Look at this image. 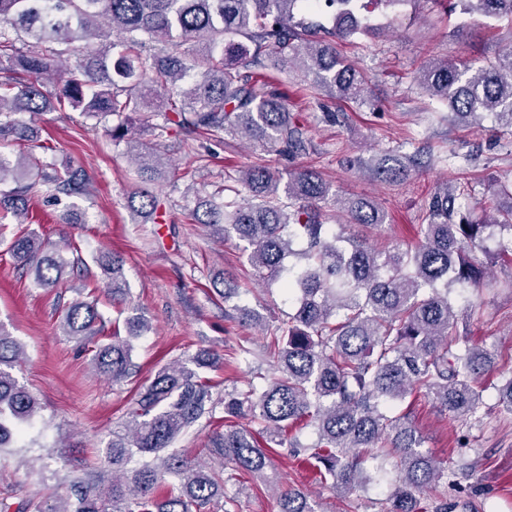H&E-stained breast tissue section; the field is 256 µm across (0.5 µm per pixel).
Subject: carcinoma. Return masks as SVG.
Segmentation results:
<instances>
[{
  "mask_svg": "<svg viewBox=\"0 0 512 512\" xmlns=\"http://www.w3.org/2000/svg\"><path fill=\"white\" fill-rule=\"evenodd\" d=\"M354 0H0V23L22 37L18 47L0 40V142L38 141L21 113L80 111L116 119L114 140L128 139V161L138 178L152 183L162 172L165 153L137 140L141 126L174 134L193 151L201 137L242 134L281 156L303 155L309 138L286 108L275 87L257 80L268 66L286 69L298 60L316 87H328L348 100H362L367 81L337 51L336 45L372 31L370 18L351 8ZM487 17L512 19V0H455L450 8ZM303 10L328 13L332 25L306 21ZM99 37L72 65L64 64L70 46ZM55 77L53 89L47 79ZM417 82L431 98L448 102L451 114L480 122L489 117L512 133V49L470 72L466 65L434 59ZM415 158L378 166L384 180H406ZM239 181L252 199L224 200L220 193L198 198L195 220L224 239L246 243V262L260 281L281 283L294 304L288 322H263L260 313L242 309L241 321L263 325L262 353L272 375L261 385L214 395L209 381L186 365L161 369L140 391L136 407L112 431L105 458L112 481L80 479L70 484L66 507H50L42 497L25 498L16 512H211L227 495L214 470L173 451L178 436L218 408L228 425L211 452L236 471L265 478L273 449L266 438L289 447L314 465L325 485L347 497L384 482L385 464L396 476L388 483L382 512H448V474L423 448L408 414L397 411L416 392L437 402L462 422L482 403L478 377L490 366L488 349L473 348L457 335L459 318L452 294L478 287L486 268L476 252L512 255V186L497 214L477 216L459 202L460 193L443 185L428 202V223L412 250L397 245L370 246L360 237L344 238L327 223L322 203L330 187L312 168L282 178L268 166L242 171ZM42 187L58 197L88 193L85 173L68 164L44 163L33 153L0 152V219L22 224L30 194ZM137 211L164 223L167 201L141 190ZM347 222L379 227L386 214L368 197H335ZM9 252L40 288H57L82 259L51 247L23 231ZM112 275V300L128 294L124 258L98 257ZM95 301L72 302L61 324L64 335L83 342L99 335ZM128 338L113 337L94 355L96 370L120 382L132 366L133 345L149 329L140 317L125 320ZM24 349L0 325V451L40 447L28 433L38 413L36 397L20 385L13 370ZM311 427L317 438L302 445L286 434ZM180 482L181 493L157 501L162 481ZM434 501L420 506V494ZM278 512H326L307 493L280 495Z\"/></svg>",
  "mask_w": 512,
  "mask_h": 512,
  "instance_id": "obj_1",
  "label": "carcinoma"
}]
</instances>
